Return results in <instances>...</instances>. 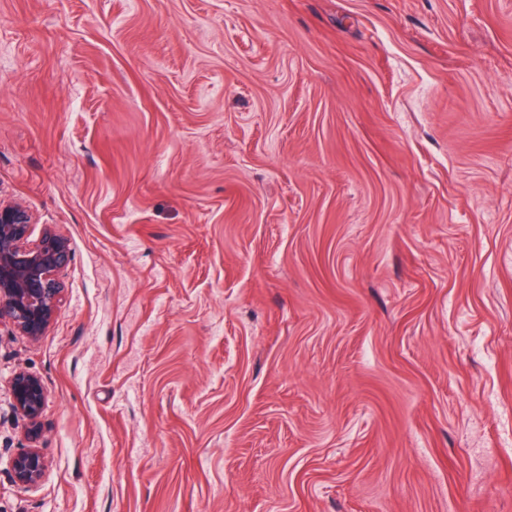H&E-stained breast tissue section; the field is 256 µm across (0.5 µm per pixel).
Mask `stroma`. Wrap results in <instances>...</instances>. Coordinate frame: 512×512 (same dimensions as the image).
Instances as JSON below:
<instances>
[{"instance_id":"obj_1","label":"stroma","mask_w":512,"mask_h":512,"mask_svg":"<svg viewBox=\"0 0 512 512\" xmlns=\"http://www.w3.org/2000/svg\"><path fill=\"white\" fill-rule=\"evenodd\" d=\"M0 199V512H512V0H0ZM29 212L0 200V324L38 339L52 318L61 292L57 274L69 259L68 241L46 231L28 244ZM13 408L28 422V436L35 442L40 432L39 419L47 399L41 380L28 373L19 372L11 381ZM26 448L10 461V473L15 485L27 488L43 476L45 460L37 448Z\"/></svg>"}]
</instances>
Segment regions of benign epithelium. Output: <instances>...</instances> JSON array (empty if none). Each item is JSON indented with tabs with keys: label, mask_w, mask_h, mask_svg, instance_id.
Here are the masks:
<instances>
[{
	"label": "benign epithelium",
	"mask_w": 512,
	"mask_h": 512,
	"mask_svg": "<svg viewBox=\"0 0 512 512\" xmlns=\"http://www.w3.org/2000/svg\"><path fill=\"white\" fill-rule=\"evenodd\" d=\"M32 223L29 212L19 203L0 200V324L34 340L43 335L61 292L57 274L69 259L68 241L52 231L45 232L36 245L28 244ZM13 408L28 422V436L36 441L39 419L47 399L41 380L19 372L11 381ZM45 460L31 447L10 461L15 485L27 488L43 476Z\"/></svg>",
	"instance_id": "benign-epithelium-1"
}]
</instances>
